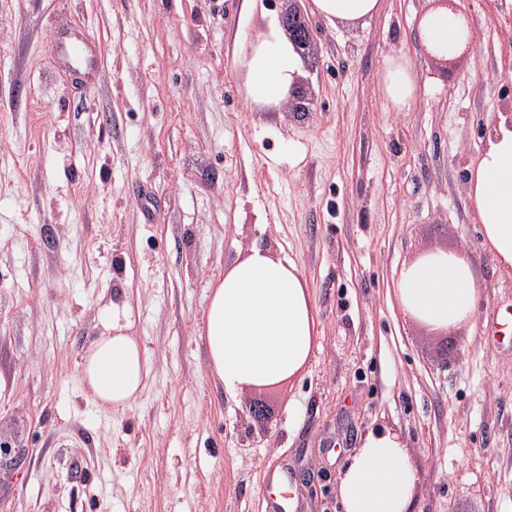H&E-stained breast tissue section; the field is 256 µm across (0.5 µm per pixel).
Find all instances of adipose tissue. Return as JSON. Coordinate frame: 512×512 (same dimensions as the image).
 <instances>
[{
    "label": "adipose tissue",
    "instance_id": "adipose-tissue-1",
    "mask_svg": "<svg viewBox=\"0 0 512 512\" xmlns=\"http://www.w3.org/2000/svg\"><path fill=\"white\" fill-rule=\"evenodd\" d=\"M329 21L355 25L379 14L381 0H312ZM417 37L428 53L452 58L474 42L463 14L438 5L418 19ZM300 74V58L284 30L270 22L246 61L251 103L279 107ZM379 92L395 112L409 111L418 93L414 69L404 57H388ZM467 195L482 244L503 270L512 269V118L494 120L483 149L469 168ZM396 297L405 317L435 330L470 324L480 287L470 261L456 251H433L404 266ZM316 310L297 264L252 247L211 288L203 318L209 366L227 394L297 377L318 346ZM129 306L112 308L104 332L80 362L83 389L100 407L127 409L140 398L148 377L144 347L132 336ZM418 470L399 437L368 433L338 478L342 512H412Z\"/></svg>",
    "mask_w": 512,
    "mask_h": 512
}]
</instances>
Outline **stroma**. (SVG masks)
Listing matches in <instances>:
<instances>
[{
    "label": "stroma",
    "instance_id": "stroma-1",
    "mask_svg": "<svg viewBox=\"0 0 512 512\" xmlns=\"http://www.w3.org/2000/svg\"><path fill=\"white\" fill-rule=\"evenodd\" d=\"M432 0L357 25L314 16L308 112L259 109L245 55L288 0H0V512H266L269 473L303 512H342L340 470L372 431L419 469L415 512H512V272L481 242L468 167L512 114V0H453L471 51L415 36ZM93 35L96 80L57 65ZM420 96L386 108L379 72ZM301 268L318 347L292 381L227 395L201 336L209 290L250 248ZM463 253L471 324L407 319L400 269ZM148 358L129 409H101L79 362L113 303ZM262 399L268 417L248 407ZM418 82L414 69L405 57H388L379 74V92L393 112L411 109L417 93Z\"/></svg>",
    "mask_w": 512,
    "mask_h": 512
}]
</instances>
